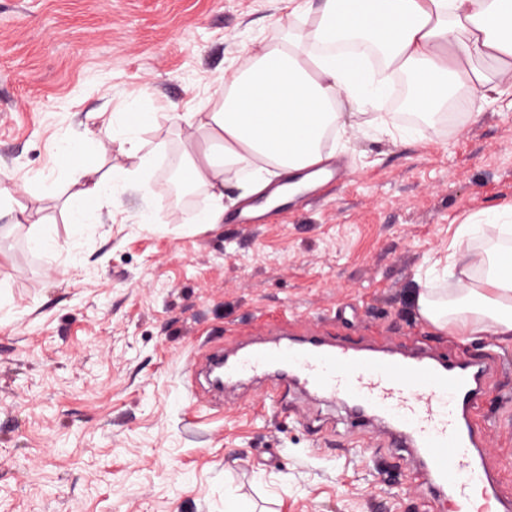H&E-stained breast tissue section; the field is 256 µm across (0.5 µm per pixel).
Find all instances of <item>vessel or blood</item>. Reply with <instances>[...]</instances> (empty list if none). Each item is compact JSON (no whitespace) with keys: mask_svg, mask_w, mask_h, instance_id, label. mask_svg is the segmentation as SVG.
Wrapping results in <instances>:
<instances>
[{"mask_svg":"<svg viewBox=\"0 0 512 512\" xmlns=\"http://www.w3.org/2000/svg\"><path fill=\"white\" fill-rule=\"evenodd\" d=\"M484 367L478 359H437L422 349L409 356L371 355L353 342L306 336L285 344L258 342L225 357L224 376L231 381L268 372L270 395L277 401H285L299 384L327 398L352 400L360 419L386 416L424 460L426 481L437 490L453 488L457 512H466L472 485H480L487 498L498 496L493 480L474 461L479 440L464 423Z\"/></svg>","mask_w":512,"mask_h":512,"instance_id":"b4317fda","label":"vessel or blood"}]
</instances>
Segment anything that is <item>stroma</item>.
<instances>
[{"label":"stroma","mask_w":512,"mask_h":512,"mask_svg":"<svg viewBox=\"0 0 512 512\" xmlns=\"http://www.w3.org/2000/svg\"><path fill=\"white\" fill-rule=\"evenodd\" d=\"M291 0H0V170L41 209L59 249L28 227L0 231V512H448L414 447L352 422L349 401L265 378L209 397L194 369L216 348L324 336L459 360L490 373L470 414L482 462L512 499V340L436 330L417 277L453 252L471 214L512 202V89L479 117L464 108L421 134L336 137L345 179L237 224H197L210 204L172 208L163 178L184 130L172 112L207 104ZM154 99L140 137L165 141L140 196L117 192L88 223L60 155L103 117Z\"/></svg>","instance_id":"stroma-1"}]
</instances>
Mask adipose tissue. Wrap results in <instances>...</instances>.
Instances as JSON below:
<instances>
[{"label":"adipose tissue","mask_w":512,"mask_h":512,"mask_svg":"<svg viewBox=\"0 0 512 512\" xmlns=\"http://www.w3.org/2000/svg\"><path fill=\"white\" fill-rule=\"evenodd\" d=\"M368 47L383 51L389 77L410 75V103L426 117L462 92L489 102L512 87V0H320L299 22L262 39L203 109L177 116L188 129L180 177L212 199L197 223L223 218L227 185L260 196L273 179L328 160L324 141L345 130L350 109L378 107L384 97L385 82L365 64ZM477 58L495 60V75L474 67ZM143 106L121 125L108 121L98 130L104 146L120 144L130 168L107 178L83 162L79 142L61 146L77 175L72 223H84L115 185L149 196L142 176L154 153L138 133L151 118V99ZM511 234L512 204L470 215L458 228L448 269L454 288L420 281L419 315L439 330H490L511 338L512 246L503 243Z\"/></svg>","instance_id":"adipose-tissue-1"}]
</instances>
